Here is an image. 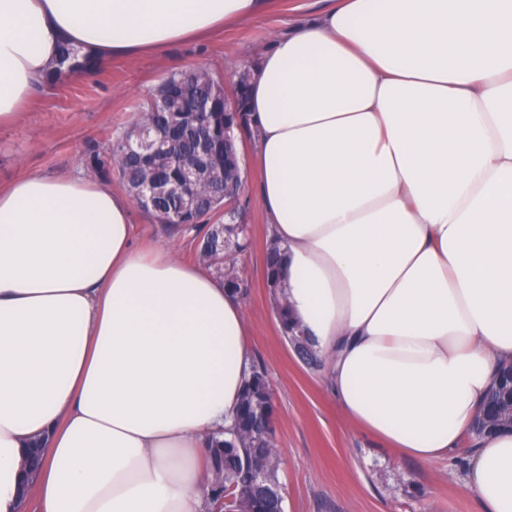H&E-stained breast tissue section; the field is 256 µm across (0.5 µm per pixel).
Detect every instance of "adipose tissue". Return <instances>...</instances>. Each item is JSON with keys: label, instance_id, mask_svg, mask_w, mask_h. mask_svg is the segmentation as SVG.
<instances>
[{"label": "adipose tissue", "instance_id": "ef3b65f1", "mask_svg": "<svg viewBox=\"0 0 512 512\" xmlns=\"http://www.w3.org/2000/svg\"><path fill=\"white\" fill-rule=\"evenodd\" d=\"M268 0H0V126L61 45L97 63L261 16ZM258 198L293 320L345 419L453 459L512 363V0H328L248 89ZM84 173L0 187V512H212L210 441L253 348L200 264L135 249ZM512 512V432L467 455Z\"/></svg>", "mask_w": 512, "mask_h": 512}]
</instances>
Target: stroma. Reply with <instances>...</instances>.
Segmentation results:
<instances>
[{
  "mask_svg": "<svg viewBox=\"0 0 512 512\" xmlns=\"http://www.w3.org/2000/svg\"><path fill=\"white\" fill-rule=\"evenodd\" d=\"M323 8L322 0H269L262 16L215 37L115 57L92 72L50 84L13 124L0 126V187L28 171L59 175L86 167L88 154L103 151L110 137L137 119L165 75L202 67L230 79L290 23ZM237 142L245 177L237 221L250 228L237 268L247 285L242 301L254 363L273 391L284 512H483L461 465L407 457L345 421L324 385V367L306 365L289 345L264 280L268 234L257 195L255 139L241 132ZM132 222L135 247L161 242L188 262L208 231L204 224L156 223L137 206Z\"/></svg>",
  "mask_w": 512,
  "mask_h": 512,
  "instance_id": "stroma-1",
  "label": "stroma"
}]
</instances>
